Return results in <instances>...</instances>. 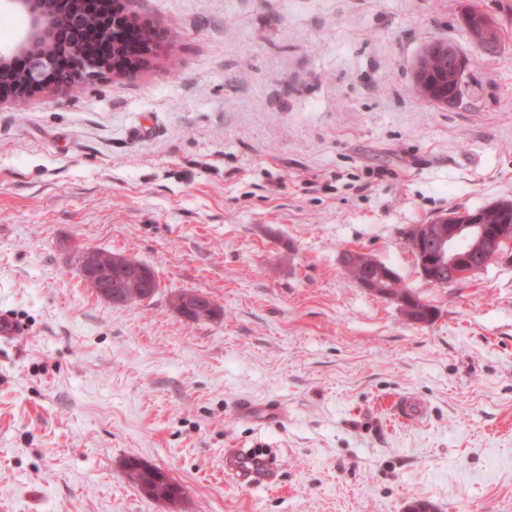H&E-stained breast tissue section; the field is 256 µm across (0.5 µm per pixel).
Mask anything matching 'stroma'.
Returning <instances> with one entry per match:
<instances>
[{
	"label": "stroma",
	"instance_id": "obj_1",
	"mask_svg": "<svg viewBox=\"0 0 512 512\" xmlns=\"http://www.w3.org/2000/svg\"><path fill=\"white\" fill-rule=\"evenodd\" d=\"M160 33L130 74L0 101V512H512V260L439 288L404 239L512 200V0H128ZM500 28L488 53L466 18ZM436 39L450 107L414 89ZM153 268L115 306L74 265ZM367 252L433 309L360 288ZM201 292L190 321L172 294ZM412 397L413 422L387 401ZM266 403V421L243 405ZM264 448L254 487L227 449ZM138 458L184 489L128 482ZM435 61L441 70L442 78H437L429 63ZM467 61L460 49L452 42L437 41L424 49L419 58L414 85L417 93L444 105H453L459 97ZM160 468L136 458L125 464V475L141 493L155 501L174 503L180 498L181 486L174 481H162L157 478Z\"/></svg>",
	"mask_w": 512,
	"mask_h": 512
}]
</instances>
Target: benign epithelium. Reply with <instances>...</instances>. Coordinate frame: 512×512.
Masks as SVG:
<instances>
[{"label":"benign epithelium","instance_id":"1","mask_svg":"<svg viewBox=\"0 0 512 512\" xmlns=\"http://www.w3.org/2000/svg\"><path fill=\"white\" fill-rule=\"evenodd\" d=\"M90 0H0V11H20L29 19V26L20 41L10 49L0 50V99H27L50 88H60L75 80H93L113 72L111 60L122 57V43L117 32L138 26L143 35L142 60L155 44V30L137 22L122 10L103 19L97 36L101 45H110L112 54H91L83 48L79 36L59 40L57 16L61 12H89ZM478 29L477 44L491 51L495 47V30L484 17L472 19ZM67 58L70 78L60 80L55 74L61 59ZM467 61L452 42L437 41L424 49L419 58L414 85L417 93L444 105H453L459 97ZM485 210L450 214L429 224H416L407 234V244L421 276L432 280L436 270H448L453 277L471 276L489 262L504 255V245L512 241V222L485 224ZM344 268L357 275L356 283L365 290L395 300L405 313L412 311L413 296L401 289L397 274L379 263L371 254L348 251L343 254ZM78 275L98 286L100 299L112 303L125 297L123 289L133 288L132 299L147 300L155 283L151 268L126 255L107 253L85 247L76 256ZM183 302L196 317L211 316L207 297L186 296Z\"/></svg>","mask_w":512,"mask_h":512}]
</instances>
